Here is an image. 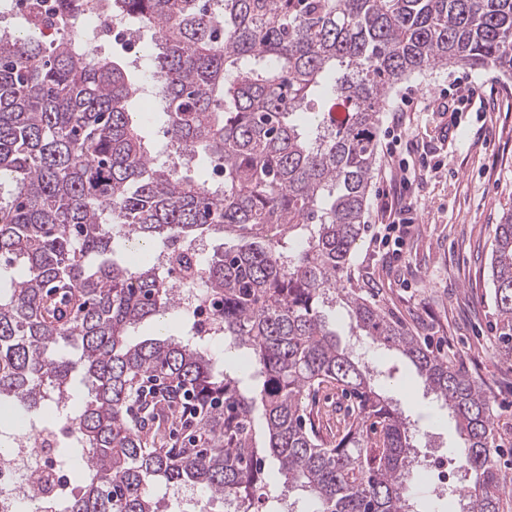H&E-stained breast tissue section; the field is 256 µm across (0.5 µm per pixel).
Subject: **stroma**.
<instances>
[{
    "label": "stroma",
    "instance_id": "stroma-1",
    "mask_svg": "<svg viewBox=\"0 0 512 512\" xmlns=\"http://www.w3.org/2000/svg\"><path fill=\"white\" fill-rule=\"evenodd\" d=\"M471 78L478 102L462 104L456 128L445 136L444 121L415 112L417 149H389L391 109L403 93L439 94L453 78ZM379 125L374 177L364 213L363 237L353 258L358 288L403 321L440 352L455 357L493 393L500 419L512 423V366L496 353L490 261L493 228L512 208V78L494 70L450 68L416 74L390 89ZM426 150V180L408 193L420 208L401 252L375 246L372 234L384 206L394 203L401 164ZM341 345L391 368L383 384L421 434L416 444L428 459L451 456L459 437L415 369L398 354H384L356 341L340 307L328 310Z\"/></svg>",
    "mask_w": 512,
    "mask_h": 512
}]
</instances>
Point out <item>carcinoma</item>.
Instances as JSON below:
<instances>
[{
  "mask_svg": "<svg viewBox=\"0 0 512 512\" xmlns=\"http://www.w3.org/2000/svg\"><path fill=\"white\" fill-rule=\"evenodd\" d=\"M219 2L217 29L201 0H112L155 30L149 78L170 146L199 161L193 178L149 148L119 60L75 53L68 34H0V407L70 401L77 374L87 386L74 424L86 447L54 449L73 494L35 489L40 512H162L159 482L246 503L267 486L265 458L313 512H432L436 499L408 494L412 424L377 369L340 346L329 299L448 410L466 480L448 499L500 512L507 475L485 383L364 298L351 263L388 90L435 68L511 75L512 0ZM208 237L229 241L162 264L125 259ZM493 240L498 355L512 365V209ZM173 269L209 290L224 345L250 361L217 366L178 309ZM170 312L186 340L126 342ZM327 386L351 401L331 438L310 404Z\"/></svg>",
  "mask_w": 512,
  "mask_h": 512,
  "instance_id": "cac0c4a2",
  "label": "carcinoma"
}]
</instances>
